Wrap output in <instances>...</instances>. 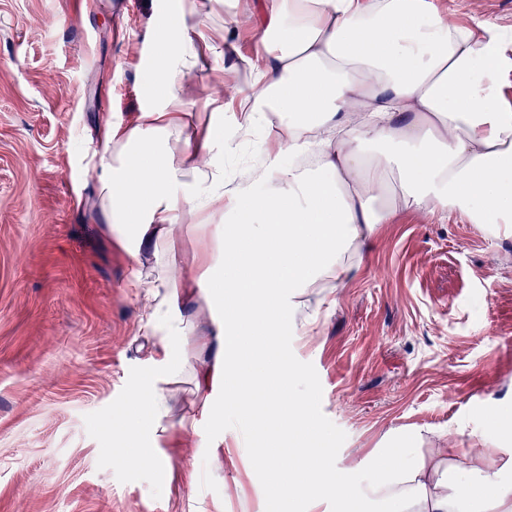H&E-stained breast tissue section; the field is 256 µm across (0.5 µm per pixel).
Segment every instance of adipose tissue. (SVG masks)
Masks as SVG:
<instances>
[{"mask_svg": "<svg viewBox=\"0 0 512 512\" xmlns=\"http://www.w3.org/2000/svg\"><path fill=\"white\" fill-rule=\"evenodd\" d=\"M144 68L149 104L128 124L104 121L93 166L104 231L132 258L129 282L159 334L162 379L131 388L122 463L159 466L156 431L172 410L165 386L188 375L209 422L201 440L266 475L307 512H512V452L479 439L457 447L391 431L360 469L344 466L295 388L302 370L282 339L309 289L339 281L352 248L399 212L512 223V103L501 94L504 32L470 26L433 0H259L229 13L251 29L245 84L202 103L185 89L214 38L196 0H178ZM192 234L190 263L170 256ZM292 434L255 449L227 411L255 408Z\"/></svg>", "mask_w": 512, "mask_h": 512, "instance_id": "adipose-tissue-1", "label": "adipose tissue"}]
</instances>
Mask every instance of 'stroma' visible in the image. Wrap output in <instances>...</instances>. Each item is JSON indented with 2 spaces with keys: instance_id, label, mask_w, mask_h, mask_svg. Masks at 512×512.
<instances>
[{
  "instance_id": "stroma-1",
  "label": "stroma",
  "mask_w": 512,
  "mask_h": 512,
  "mask_svg": "<svg viewBox=\"0 0 512 512\" xmlns=\"http://www.w3.org/2000/svg\"><path fill=\"white\" fill-rule=\"evenodd\" d=\"M173 0H0V512H289L264 476L203 452L189 380L159 434L173 471L116 459L119 413L159 375L137 264L96 223L88 167L104 116L147 103L142 44ZM457 20L512 37V0H439ZM353 271L313 290V334L285 336L312 417L353 465L391 430L426 447L455 434L500 440L512 414V233L408 211L349 255ZM198 470L200 480L185 475Z\"/></svg>"
}]
</instances>
